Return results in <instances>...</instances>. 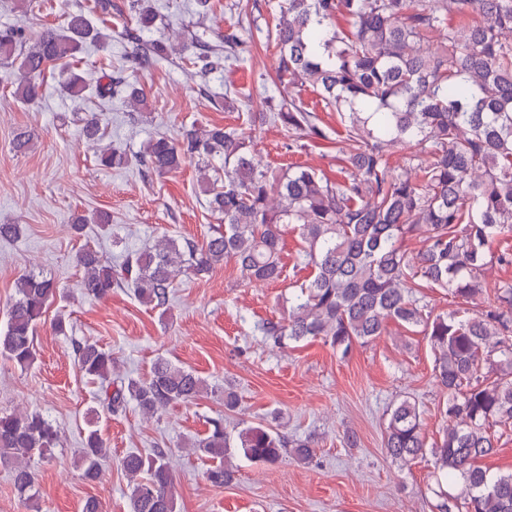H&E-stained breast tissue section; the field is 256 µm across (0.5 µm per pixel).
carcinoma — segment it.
Masks as SVG:
<instances>
[{
    "label": "carcinoma",
    "mask_w": 512,
    "mask_h": 512,
    "mask_svg": "<svg viewBox=\"0 0 512 512\" xmlns=\"http://www.w3.org/2000/svg\"><path fill=\"white\" fill-rule=\"evenodd\" d=\"M137 27L125 31L133 44L131 63L151 66L168 56L156 29L158 12L148 0H131ZM471 8L482 19L450 24ZM344 16L351 30L336 19ZM445 30L439 44L421 45L432 31ZM512 0H282L269 32L279 48L278 74L311 86L336 110L350 149L348 179L303 167L278 170L255 163L242 133L213 124L182 129L176 140L153 138L134 157L106 148L99 162L122 168L135 161L162 176L187 162L201 168L224 159V178L208 180L209 207L219 220L199 244L166 233L151 246L129 251L112 265L87 248L77 257L84 294L102 299L127 286L140 302L166 310L177 275L204 276L226 261L248 281H275L283 274V235L297 231L310 279L288 295V315L262 324L265 341L278 348L319 338L341 356L355 344L382 335L391 321L423 334L434 355V377L447 394L442 433L431 447L422 434L423 411L406 396L387 410L383 448L401 465L428 454L440 493L438 512H512V472L492 474L480 462L512 431V282L496 289L486 309L472 316L458 311L433 314L424 288H442L460 304L476 301L491 264L512 265V248L493 249L512 237ZM104 39L82 11L65 8L62 24L47 26L31 42L23 31L0 32V64L12 69L13 94L27 106L39 103L38 78L66 64ZM238 37L224 34V49L208 48L192 64L206 74L236 53ZM66 94L84 98L89 83L71 70ZM101 98L118 96L136 105L144 95L136 84L103 74L94 86ZM266 112L249 119L274 120L288 132V148L301 149L329 138L317 113L298 98L267 99ZM408 151L416 166L395 170L390 149ZM110 215L75 217L81 235L89 224L102 227ZM421 235L425 247L412 254L405 239ZM60 294L50 279L23 275L0 332V358L20 368L34 358V333L47 307ZM80 370L100 384L97 401L108 412L130 401L150 417L174 403L198 399L207 384L194 371L159 359L147 379L112 377V353L96 343L76 341ZM59 441V430L41 413L0 412V465L8 469L17 496H39L34 459ZM195 453L215 462L208 479L222 486L234 480L229 459L239 454L272 467L292 454L312 459L311 441L290 440L263 424L229 429L209 422ZM83 477L94 482L107 461L106 443L92 427L84 436ZM129 479L131 512H175L174 476L162 448L145 457L129 452L121 460Z\"/></svg>",
    "instance_id": "carcinoma-1"
}]
</instances>
